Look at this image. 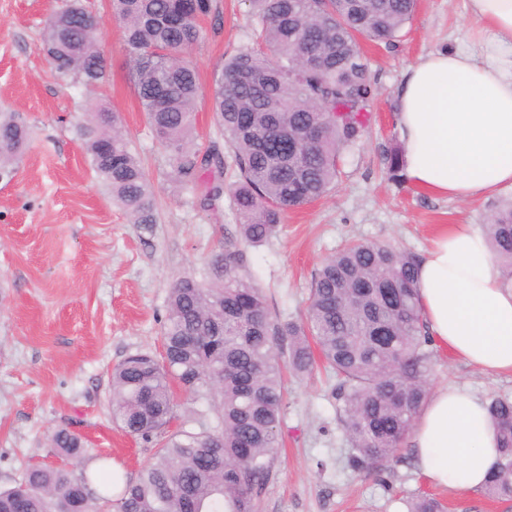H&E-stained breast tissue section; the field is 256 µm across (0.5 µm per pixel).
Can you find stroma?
I'll use <instances>...</instances> for the list:
<instances>
[{
  "label": "stroma",
  "mask_w": 512,
  "mask_h": 512,
  "mask_svg": "<svg viewBox=\"0 0 512 512\" xmlns=\"http://www.w3.org/2000/svg\"><path fill=\"white\" fill-rule=\"evenodd\" d=\"M65 0H0V111L22 113L31 137L12 180L0 182V488L25 463L61 465L48 452L65 428L89 455L136 476L157 441L126 434L111 417V373L134 354L160 357L172 284L210 276L213 254L237 228L228 205L213 210L176 188L166 153L146 124L134 91L120 28L107 21L108 0L87 6L105 19L97 45L108 62L102 91L60 79L42 43L46 19ZM467 0H417L396 47L363 43L375 95L367 133L340 160L324 199L285 215L278 234L243 247L246 271L274 318L300 316L312 274L351 240L391 244L423 254L437 224L484 227L512 199V188L468 202L447 201L387 179L382 151L397 142L396 89L406 66L466 42L474 25ZM247 0H217L189 59L199 72L198 145L220 141L211 111L224 59L250 47ZM118 113L153 187L158 221L130 223L102 187L81 148L77 125L89 106ZM430 388L463 384L483 398L512 397V374L490 375L433 346ZM336 380L322 368L289 378L277 460L258 512H406L411 496L429 494L447 512H512L484 492L433 487L410 446L381 473L353 468L354 450L339 423Z\"/></svg>",
  "instance_id": "35a3bbf8"
}]
</instances>
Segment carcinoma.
<instances>
[{"instance_id": "obj_1", "label": "carcinoma", "mask_w": 512, "mask_h": 512, "mask_svg": "<svg viewBox=\"0 0 512 512\" xmlns=\"http://www.w3.org/2000/svg\"><path fill=\"white\" fill-rule=\"evenodd\" d=\"M255 47L225 60L214 107L224 144L200 149V86L187 54L213 0H109L124 34L128 67L151 134L167 151L173 181L212 207L228 196L238 237L210 262V281L173 284L163 328V361L128 357L112 371V420L128 434L160 438L153 461L112 493V471L24 468L0 490V512H257V491L275 460L285 405L284 370L321 362L336 376L339 421L356 451L353 466L391 462L428 395L431 340L415 276L419 257L379 242H352L324 260L305 315L273 319L265 296L241 271L239 244L274 237L283 216L327 196L342 152L364 136L374 85L360 39L396 45L417 0H248ZM81 0L51 16L46 52L56 74L88 90L107 66ZM100 182L132 224L156 223L152 186L117 115L100 107L78 127ZM29 140L16 112H0V171L12 174ZM388 179L405 180L401 148L384 150ZM235 181L224 185V173ZM491 249L512 278V202L487 218ZM215 404L218 429L175 430L174 387ZM499 458L484 487L512 500V399L487 403ZM50 453L81 463L84 443L61 428ZM407 512H444L417 496Z\"/></svg>"}]
</instances>
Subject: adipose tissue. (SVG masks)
Masks as SVG:
<instances>
[{
    "instance_id": "1",
    "label": "adipose tissue",
    "mask_w": 512,
    "mask_h": 512,
    "mask_svg": "<svg viewBox=\"0 0 512 512\" xmlns=\"http://www.w3.org/2000/svg\"><path fill=\"white\" fill-rule=\"evenodd\" d=\"M474 49L428 53L397 93L405 177L447 200L512 186V0H467ZM417 287L432 342L490 374L512 372V278L470 224H442L420 259ZM419 471L436 488L480 490L499 451L485 402L446 385L424 402L411 432Z\"/></svg>"
}]
</instances>
